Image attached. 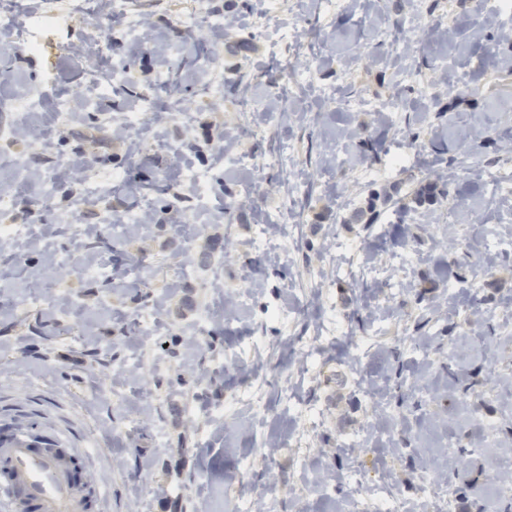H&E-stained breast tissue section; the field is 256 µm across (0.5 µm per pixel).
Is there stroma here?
I'll use <instances>...</instances> for the list:
<instances>
[{"instance_id": "1", "label": "stroma", "mask_w": 512, "mask_h": 512, "mask_svg": "<svg viewBox=\"0 0 512 512\" xmlns=\"http://www.w3.org/2000/svg\"><path fill=\"white\" fill-rule=\"evenodd\" d=\"M257 2L208 0L234 21L219 38L178 25L195 0H129L146 44L122 21L72 12L57 18L55 60L0 50L11 103L0 186H28L0 211V224L23 229L0 248V419L86 433L68 452L88 512H232L237 496L268 512H352L385 482L413 506L431 473L449 484V512H488L496 460L512 453V15L475 0H273V19L300 31L298 64L320 58L289 120L248 107L276 95L280 71L247 24ZM99 40L103 58L86 51ZM204 44L218 58L206 75ZM115 70L124 93L97 91L94 75ZM159 72L183 115L114 136ZM210 80L220 95L204 93ZM61 95L63 122L52 111ZM284 143L294 162L271 165ZM183 165L207 173L208 194L167 206L149 186ZM55 166L46 200L27 178ZM112 173L124 187L91 197ZM284 207L288 221L270 228ZM130 210L150 223L112 237L107 222ZM495 238L506 247L489 249ZM397 260L405 270L368 276ZM86 265L105 277H85ZM328 307L347 335L318 347ZM144 311L155 335L138 327ZM380 322L386 331L355 350ZM304 343L313 365L300 375ZM269 371L317 405L316 422L266 393L258 408L236 405ZM356 432L365 447L341 449ZM355 467L365 485L350 483Z\"/></svg>"}]
</instances>
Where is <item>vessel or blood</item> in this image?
Returning a JSON list of instances; mask_svg holds the SVG:
<instances>
[{"mask_svg":"<svg viewBox=\"0 0 512 512\" xmlns=\"http://www.w3.org/2000/svg\"><path fill=\"white\" fill-rule=\"evenodd\" d=\"M71 441L65 433L54 439L0 433V486L9 493L7 512H86V499L58 454Z\"/></svg>","mask_w":512,"mask_h":512,"instance_id":"1","label":"vessel or blood"}]
</instances>
